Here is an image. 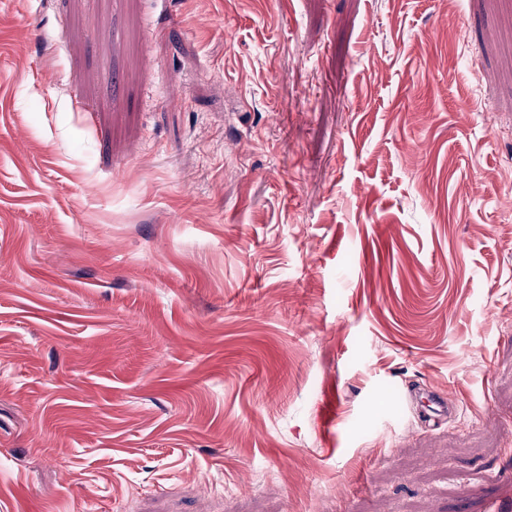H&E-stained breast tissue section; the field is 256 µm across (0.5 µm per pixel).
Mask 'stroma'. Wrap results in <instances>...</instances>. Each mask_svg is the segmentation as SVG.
Returning <instances> with one entry per match:
<instances>
[{"instance_id":"35a3bbf8","label":"stroma","mask_w":512,"mask_h":512,"mask_svg":"<svg viewBox=\"0 0 512 512\" xmlns=\"http://www.w3.org/2000/svg\"><path fill=\"white\" fill-rule=\"evenodd\" d=\"M494 503L512 0H0V512Z\"/></svg>"}]
</instances>
